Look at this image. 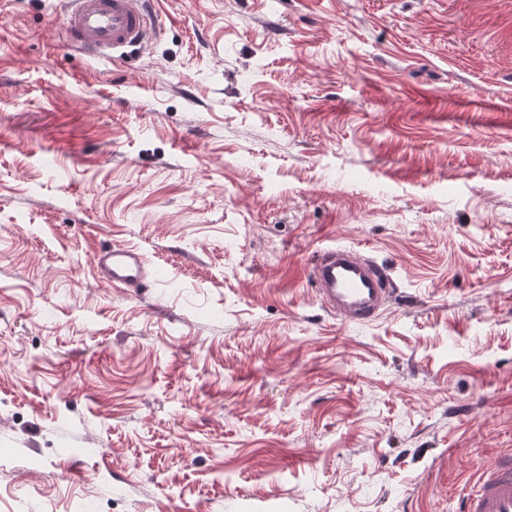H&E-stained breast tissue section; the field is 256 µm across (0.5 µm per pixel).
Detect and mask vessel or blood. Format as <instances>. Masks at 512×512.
<instances>
[{
	"mask_svg": "<svg viewBox=\"0 0 512 512\" xmlns=\"http://www.w3.org/2000/svg\"><path fill=\"white\" fill-rule=\"evenodd\" d=\"M62 29L67 45L87 57L130 58L150 43L157 15L153 0H63ZM99 278L133 294L152 285V271L138 248L102 245L94 256ZM310 276L321 305L343 321L372 320L390 298L387 270L351 247L317 252ZM459 512H512V448L497 454L477 479L458 492Z\"/></svg>",
	"mask_w": 512,
	"mask_h": 512,
	"instance_id": "1",
	"label": "vessel or blood"
}]
</instances>
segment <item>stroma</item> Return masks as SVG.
Here are the masks:
<instances>
[{
  "label": "stroma",
  "mask_w": 512,
  "mask_h": 512,
  "mask_svg": "<svg viewBox=\"0 0 512 512\" xmlns=\"http://www.w3.org/2000/svg\"><path fill=\"white\" fill-rule=\"evenodd\" d=\"M58 8L0 0V512H456L512 448V0H157L112 62ZM94 264L99 278L114 288L137 295L152 286L148 259L138 248L104 244L95 253ZM310 276L321 305L345 322L372 320L393 291L388 271L352 247L319 250Z\"/></svg>",
  "instance_id": "stroma-1"
}]
</instances>
